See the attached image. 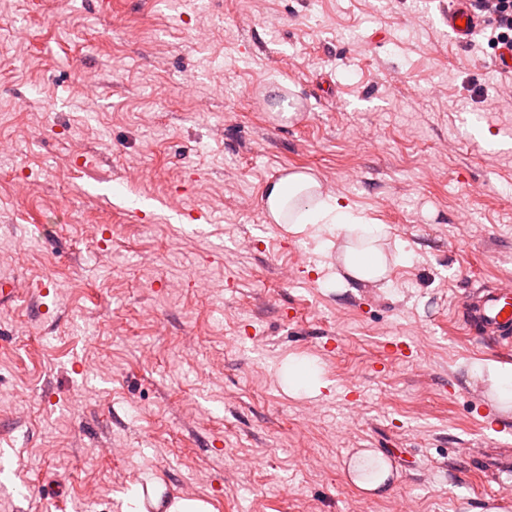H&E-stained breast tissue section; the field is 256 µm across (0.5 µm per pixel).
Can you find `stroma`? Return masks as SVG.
I'll return each mask as SVG.
<instances>
[{
  "label": "stroma",
  "mask_w": 512,
  "mask_h": 512,
  "mask_svg": "<svg viewBox=\"0 0 512 512\" xmlns=\"http://www.w3.org/2000/svg\"><path fill=\"white\" fill-rule=\"evenodd\" d=\"M447 3L0 0V512H124L149 483L215 512H512L476 466L512 450L486 371L512 347L454 321L512 282V75ZM292 171L385 227V279L337 287L346 240L266 223ZM388 448L384 491L348 480ZM448 2L453 4L451 8L448 6V14L444 13L448 31L458 44H467L477 27L478 19L466 9L458 7L457 0H448ZM462 20H465V26H461Z\"/></svg>",
  "instance_id": "obj_1"
}]
</instances>
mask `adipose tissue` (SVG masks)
<instances>
[{
  "mask_svg": "<svg viewBox=\"0 0 512 512\" xmlns=\"http://www.w3.org/2000/svg\"><path fill=\"white\" fill-rule=\"evenodd\" d=\"M264 215L268 223L289 225L296 233L309 229L328 230L370 241V248L345 251V268L355 281H376L388 271L381 253L372 246L373 241L384 236L383 226L355 216L349 205L325 194L320 181L312 174L290 173L269 183L264 197Z\"/></svg>",
  "mask_w": 512,
  "mask_h": 512,
  "instance_id": "ef3b65f1",
  "label": "adipose tissue"
}]
</instances>
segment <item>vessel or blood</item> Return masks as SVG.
I'll return each mask as SVG.
<instances>
[{
  "instance_id": "vessel-or-blood-1",
  "label": "vessel or blood",
  "mask_w": 512,
  "mask_h": 512,
  "mask_svg": "<svg viewBox=\"0 0 512 512\" xmlns=\"http://www.w3.org/2000/svg\"><path fill=\"white\" fill-rule=\"evenodd\" d=\"M444 20L449 32L461 44L469 42L478 24L477 17L457 6L449 8ZM459 319L470 334L511 345L512 285L473 290L460 308Z\"/></svg>"
}]
</instances>
